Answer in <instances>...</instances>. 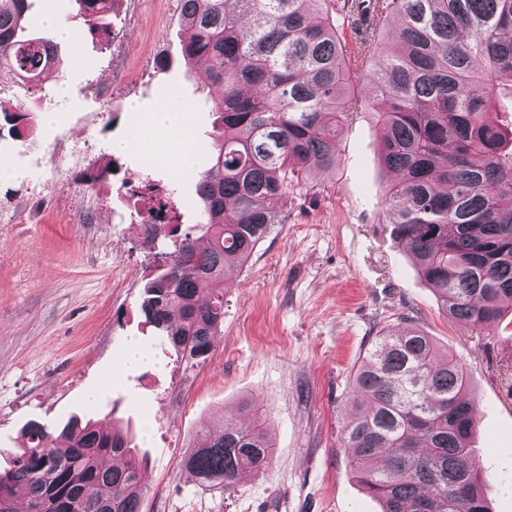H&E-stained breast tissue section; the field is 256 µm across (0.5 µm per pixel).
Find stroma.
<instances>
[{
  "mask_svg": "<svg viewBox=\"0 0 512 512\" xmlns=\"http://www.w3.org/2000/svg\"><path fill=\"white\" fill-rule=\"evenodd\" d=\"M140 2L136 22L113 12L134 46L132 65L146 70L134 90H112V38L85 36L77 0H32L29 11L33 32L49 14L79 32L57 44L68 67L30 87L0 74V105L39 112L30 132L0 136V472L29 420L54 426L110 412L145 458L142 512H380L354 478L342 433L355 415L350 391L362 357L384 331L410 327L466 364L483 493L490 512H512V324L483 335L450 321L390 237L391 174L372 112L350 116L335 165L290 185L281 224L227 271L224 325L209 358L189 367L160 349L140 303L145 283L168 265V247L144 239L134 200L116 188L151 177L174 191L179 233L194 232L197 175L221 90L183 58L186 30L173 0ZM172 96L189 107L198 163L145 168L146 151L174 142L148 133L145 150L132 139ZM121 140L128 149L113 151ZM101 169L106 179H97ZM133 338L158 365L125 366ZM246 399L268 413L272 469L244 473L228 489L201 482L181 459L207 433L239 422Z\"/></svg>",
  "mask_w": 512,
  "mask_h": 512,
  "instance_id": "1",
  "label": "stroma"
}]
</instances>
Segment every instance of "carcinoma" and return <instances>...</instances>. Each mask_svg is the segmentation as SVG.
<instances>
[{
	"label": "carcinoma",
	"mask_w": 512,
	"mask_h": 512,
	"mask_svg": "<svg viewBox=\"0 0 512 512\" xmlns=\"http://www.w3.org/2000/svg\"><path fill=\"white\" fill-rule=\"evenodd\" d=\"M95 19L112 0H80ZM30 0L0 7V72L32 83L69 60L51 33L27 31ZM368 21L351 46L354 17ZM184 58L222 89L211 166L196 194L207 242L178 227L170 264L144 289L141 311L158 342L190 364L206 360L224 323L228 262H245L280 223L288 176L336 162V135L363 107L377 115L391 237L414 258L444 314L491 333L512 310V129L488 110L512 103V0H183ZM364 93L351 96L355 71ZM9 133L32 113L0 106ZM343 430L356 478L382 512H489L485 470L471 448L475 400L468 373L415 329L378 337L356 373ZM224 427L182 460L230 486L264 473L276 450L267 412ZM145 468L133 440L99 420L51 428L32 420L10 471L0 472V512H141Z\"/></svg>",
	"instance_id": "carcinoma-1"
}]
</instances>
